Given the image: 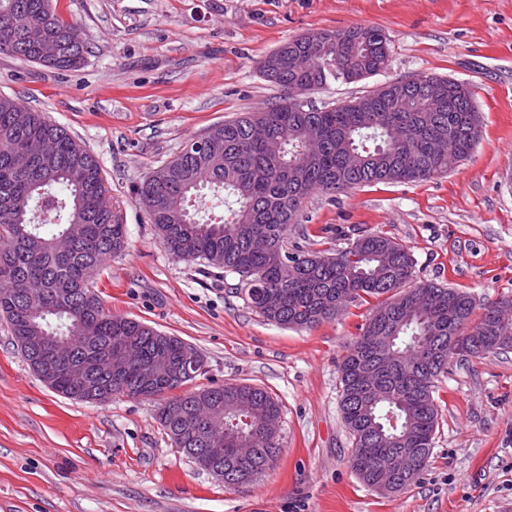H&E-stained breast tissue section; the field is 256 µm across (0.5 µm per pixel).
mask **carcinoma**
<instances>
[{"label": "carcinoma", "instance_id": "1", "mask_svg": "<svg viewBox=\"0 0 512 512\" xmlns=\"http://www.w3.org/2000/svg\"><path fill=\"white\" fill-rule=\"evenodd\" d=\"M71 24L53 0H0V53L71 70L85 60L86 45L65 46L46 62L34 51L45 37L66 40ZM349 42L339 59H325L300 35L270 52L310 54L314 66H286L265 80L284 92L282 102L259 116L247 113L211 128L210 150L182 149L167 162L168 179L148 174L136 196L155 225L161 245L238 276L240 293L261 317L283 327L312 328L339 316L348 304L377 300L340 365V408L352 438L349 463L364 485L399 451L415 460L410 486L428 466L438 426L439 377L453 355L448 337L486 331L487 341L466 355L507 351L512 326L494 325V304L478 318L473 297L458 288L415 279L410 249L380 232L366 233L336 253L288 252L284 232L297 223L303 202L315 192L335 193L379 183L420 182L448 171V156L432 153L436 138L448 140L451 156L471 155L482 120L463 83L419 76L403 86L388 83L353 101L316 107L301 96L329 81L355 82L381 72L389 57L383 29L352 26L326 30ZM268 139L251 138L253 123ZM55 143L52 166L27 155L29 142ZM224 195L226 210L204 219L205 192ZM126 227L114 212L93 154L63 127L19 99L0 96V317L14 336H41L66 344L68 360L83 364L92 379L107 380L113 346L131 341L145 360L183 362L185 342L157 338L144 323L105 310L95 280L126 242ZM116 396L160 398L159 412L193 404L196 390L165 377L142 385L127 372ZM224 404V485L260 475L267 456L283 448L281 407L254 385L224 384L202 390ZM157 420L173 443L196 448L190 429Z\"/></svg>", "mask_w": 512, "mask_h": 512}]
</instances>
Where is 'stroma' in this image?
Segmentation results:
<instances>
[{
	"label": "stroma",
	"instance_id": "obj_1",
	"mask_svg": "<svg viewBox=\"0 0 512 512\" xmlns=\"http://www.w3.org/2000/svg\"><path fill=\"white\" fill-rule=\"evenodd\" d=\"M89 52L61 71L0 54V94L45 112L97 158L127 247L96 280L107 310L194 346L195 386L254 384L282 408L284 448L253 482L229 488L177 451L153 399L90 403L41 382L0 320V512H512V351L453 360L436 399L433 456L386 495L350 468L339 364L368 313L287 329L252 311L236 275L182 261L158 242L135 190L189 140L281 90L259 73L281 43L373 25L387 69L332 81L313 105L396 79L467 85L482 134L440 177L307 198L288 250H340L381 232L407 246L418 280L512 295V0H56Z\"/></svg>",
	"mask_w": 512,
	"mask_h": 512
}]
</instances>
